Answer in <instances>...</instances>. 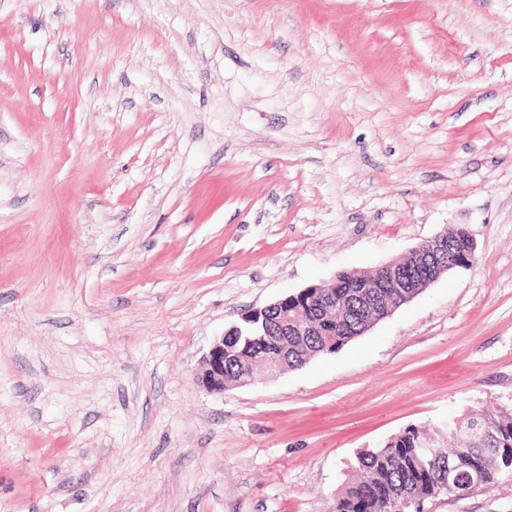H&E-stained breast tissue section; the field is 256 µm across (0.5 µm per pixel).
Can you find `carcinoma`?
Segmentation results:
<instances>
[{"label": "carcinoma", "mask_w": 512, "mask_h": 512, "mask_svg": "<svg viewBox=\"0 0 512 512\" xmlns=\"http://www.w3.org/2000/svg\"><path fill=\"white\" fill-rule=\"evenodd\" d=\"M452 258L468 262L466 228L453 225ZM379 272L363 275L360 282L347 273L338 275L336 317L305 296L290 297L284 309L292 315L300 310L314 332L309 336H280L268 331L265 323L241 324L224 335V378L235 382L251 375L268 358L288 352V368L295 369L315 355L331 354L363 329L351 306L363 293H375L382 304L392 305L400 298L397 288L380 287ZM481 426V436L468 433L471 425ZM436 436L428 441L418 427H408L378 448L367 449L357 457L360 478L347 484L334 499L332 512H421L428 499L455 497L452 487L443 488L448 473L459 475L479 490L495 483L503 473L512 474V405H501L480 420L448 415L434 426Z\"/></svg>", "instance_id": "obj_1"}]
</instances>
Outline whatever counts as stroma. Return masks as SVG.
I'll return each mask as SVG.
<instances>
[{"instance_id":"obj_1","label":"stroma","mask_w":512,"mask_h":512,"mask_svg":"<svg viewBox=\"0 0 512 512\" xmlns=\"http://www.w3.org/2000/svg\"><path fill=\"white\" fill-rule=\"evenodd\" d=\"M456 224L473 266L335 353L197 385L245 312ZM511 396L512 0H0V512H330Z\"/></svg>"}]
</instances>
